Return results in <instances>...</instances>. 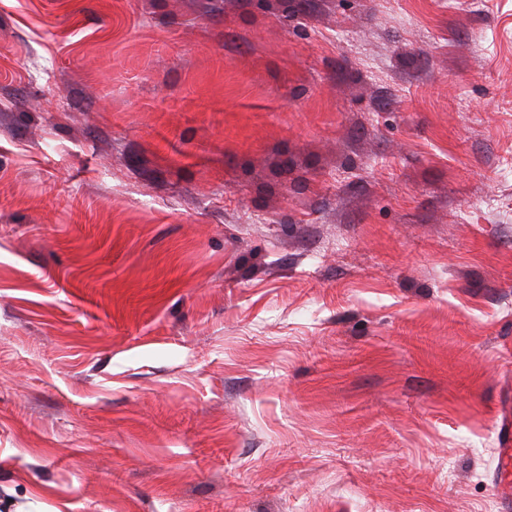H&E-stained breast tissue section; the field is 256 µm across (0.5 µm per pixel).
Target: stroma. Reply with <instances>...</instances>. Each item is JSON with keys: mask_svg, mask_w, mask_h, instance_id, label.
<instances>
[{"mask_svg": "<svg viewBox=\"0 0 512 512\" xmlns=\"http://www.w3.org/2000/svg\"><path fill=\"white\" fill-rule=\"evenodd\" d=\"M0 0V501L501 512L512 0Z\"/></svg>", "mask_w": 512, "mask_h": 512, "instance_id": "stroma-1", "label": "stroma"}]
</instances>
